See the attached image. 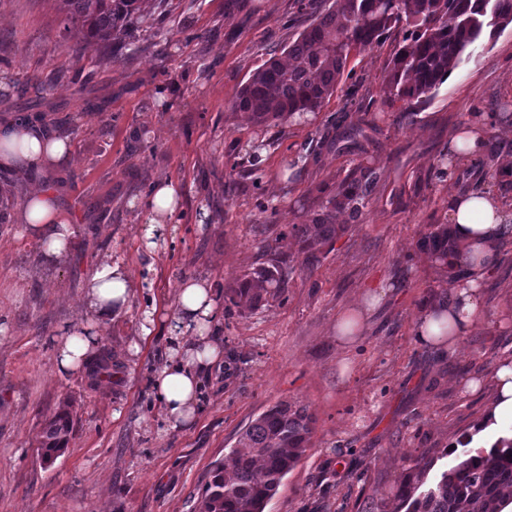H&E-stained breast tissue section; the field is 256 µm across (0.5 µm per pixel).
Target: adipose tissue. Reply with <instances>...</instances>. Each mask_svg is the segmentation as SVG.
I'll list each match as a JSON object with an SVG mask.
<instances>
[{
    "mask_svg": "<svg viewBox=\"0 0 512 512\" xmlns=\"http://www.w3.org/2000/svg\"><path fill=\"white\" fill-rule=\"evenodd\" d=\"M66 141L50 127L23 117L0 121V164L23 173L66 165ZM25 220L39 234L47 254L56 260L65 252L68 223L59 215L52 192L32 190L25 203ZM450 233L466 256L467 272L445 298L427 304L417 321V341L426 347H456L482 318L481 286L496 263L503 244L512 241V206L488 190L457 192L448 197ZM127 301V271L117 265L97 271L86 303L98 325L111 320L116 307ZM219 306L210 288L188 281L180 289L179 308L169 334L176 341L167 361L154 376L152 391L170 424L196 417L204 369L220 363L224 353L213 332ZM189 345H182L183 336ZM91 339L74 332L60 337L54 365L57 371H77L94 353ZM512 432V356L503 357L493 377V396L483 426L471 442L489 448L504 432Z\"/></svg>",
    "mask_w": 512,
    "mask_h": 512,
    "instance_id": "1",
    "label": "adipose tissue"
}]
</instances>
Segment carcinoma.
I'll list each match as a JSON object with an SVG mask.
<instances>
[{"label":"carcinoma","mask_w":512,"mask_h":512,"mask_svg":"<svg viewBox=\"0 0 512 512\" xmlns=\"http://www.w3.org/2000/svg\"><path fill=\"white\" fill-rule=\"evenodd\" d=\"M315 16L288 45L284 56L275 54L238 90L233 109L257 125H279L314 113L340 85L352 53H361L404 23V45L395 53L382 87L383 101L403 102L402 116H414L412 105L429 99L457 67L464 52L486 31L497 33L512 24V0H300ZM65 14L81 39H94L109 57H121L114 34L133 25L140 0H61ZM378 171L356 165L337 182L336 193L322 202L321 213L310 224H293L276 245L266 247L268 264L242 275L227 288L228 310L252 312L265 296H280L294 267L280 250L294 238L302 252L317 259L333 250L347 225L336 214L358 220L368 206ZM442 266L459 276L464 262L446 224H430L418 240ZM453 262H448V259ZM112 369V352L104 349L90 363L97 379ZM314 419L304 405L280 401L268 407L238 435L235 446L209 471L199 501V512H264L284 477L306 455ZM74 435L71 402H61L44 419L39 436L42 462L57 459ZM434 458L422 454L405 468L394 496L395 509L374 503L371 512H495L505 489L512 487V439L501 438L489 450L463 451L454 462L430 472Z\"/></svg>","instance_id":"carcinoma-1"}]
</instances>
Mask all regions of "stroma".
<instances>
[{
	"instance_id": "35a3bbf8",
	"label": "stroma",
	"mask_w": 512,
	"mask_h": 512,
	"mask_svg": "<svg viewBox=\"0 0 512 512\" xmlns=\"http://www.w3.org/2000/svg\"><path fill=\"white\" fill-rule=\"evenodd\" d=\"M141 22L119 33L118 62L65 29L57 0H0V119L45 115L72 148L49 172L56 200L73 218L69 252L52 263L26 231L28 183L0 168L15 199L0 224V512H198L214 462L242 430L279 401L306 405L311 447L265 512H364L373 495L392 500L405 467L442 455L483 419L489 380L512 354V243L482 285L483 318L454 352L421 346L422 308L451 288L446 268L420 252L428 224L448 221V196L486 188L512 200V186L459 159L454 142L473 113L512 160V24L473 45L412 121L382 102L387 67L404 28L351 57L318 112L259 127L231 107L236 91L271 52H284L310 23L297 0H142ZM46 81L40 90L33 77ZM366 129L362 147L343 133ZM260 146L262 178L233 169ZM379 180L359 221L332 252L307 264L296 241L295 273L279 297L224 316V366L203 377L200 410L171 426L151 391L167 361L168 326L185 278L207 280L217 297L266 262L265 248L291 225L311 223L317 188L359 163ZM455 166L453 181L435 169ZM173 186L177 206L151 241L148 188ZM129 273L123 310L95 327L85 293L94 272ZM383 294L351 346L336 322L351 304ZM95 328L111 349V379L58 373L59 336ZM75 433L43 466L38 439L61 401Z\"/></svg>"
}]
</instances>
